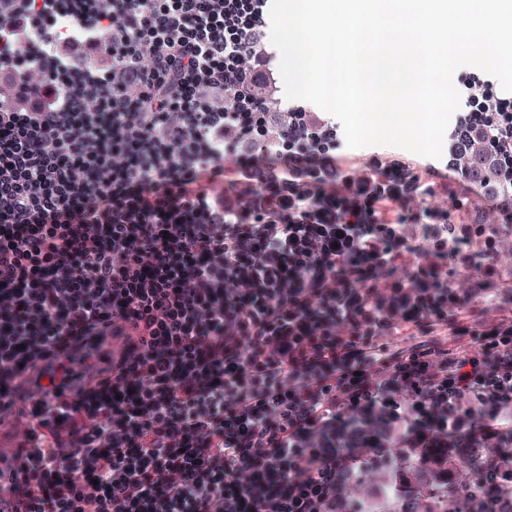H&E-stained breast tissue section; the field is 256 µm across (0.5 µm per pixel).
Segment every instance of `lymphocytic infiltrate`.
I'll return each instance as SVG.
<instances>
[{
  "instance_id": "lymphocytic-infiltrate-1",
  "label": "lymphocytic infiltrate",
  "mask_w": 512,
  "mask_h": 512,
  "mask_svg": "<svg viewBox=\"0 0 512 512\" xmlns=\"http://www.w3.org/2000/svg\"><path fill=\"white\" fill-rule=\"evenodd\" d=\"M268 2L0 0V512H336L371 449L512 439V307L452 282L512 233V93L460 75L435 203L256 99Z\"/></svg>"
}]
</instances>
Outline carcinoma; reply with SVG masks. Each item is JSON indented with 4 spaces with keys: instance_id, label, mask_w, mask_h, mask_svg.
I'll return each mask as SVG.
<instances>
[{
    "instance_id": "obj_1",
    "label": "carcinoma",
    "mask_w": 512,
    "mask_h": 512,
    "mask_svg": "<svg viewBox=\"0 0 512 512\" xmlns=\"http://www.w3.org/2000/svg\"><path fill=\"white\" fill-rule=\"evenodd\" d=\"M469 171L491 173V159L484 151L462 159ZM491 457L483 448H459L442 457L432 449L387 448L374 455L368 471H359L345 481L353 495L364 492L363 475L373 476V487L356 512H471L469 504L478 499L485 512H501L497 500L483 494L474 496L475 478L486 469Z\"/></svg>"
}]
</instances>
